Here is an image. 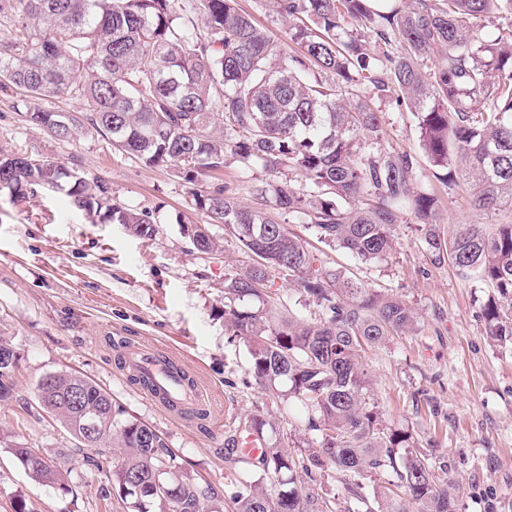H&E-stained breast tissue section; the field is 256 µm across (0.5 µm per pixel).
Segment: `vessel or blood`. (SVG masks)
<instances>
[{
  "label": "vessel or blood",
  "instance_id": "1",
  "mask_svg": "<svg viewBox=\"0 0 512 512\" xmlns=\"http://www.w3.org/2000/svg\"><path fill=\"white\" fill-rule=\"evenodd\" d=\"M127 368L131 374L143 377L145 383L140 386L141 395L151 401H158L160 392H167L168 402L164 408L170 414L186 417L201 401L197 386H185L176 374L168 370V362L159 351L150 345L142 344L126 354Z\"/></svg>",
  "mask_w": 512,
  "mask_h": 512
}]
</instances>
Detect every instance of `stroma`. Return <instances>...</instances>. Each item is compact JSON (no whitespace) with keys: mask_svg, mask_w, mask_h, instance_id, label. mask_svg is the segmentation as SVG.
I'll use <instances>...</instances> for the list:
<instances>
[{"mask_svg":"<svg viewBox=\"0 0 512 512\" xmlns=\"http://www.w3.org/2000/svg\"><path fill=\"white\" fill-rule=\"evenodd\" d=\"M15 99L0 91L1 154H29L106 181L126 206L151 213L158 234L146 241L123 225L100 222L55 190L23 197L0 192V337L19 358L13 396L0 403V512H15L21 503L28 512H101L112 488L117 451L100 449L98 467L83 466L69 433L37 400V381L62 370L95 382L158 432L193 475L230 495L235 467L224 459V439L239 417L263 416L293 447L308 434L249 376L246 343L226 335L224 278L250 258L223 225L208 224L198 210L195 199L210 184H187L170 167H145L92 130L54 139L21 120ZM378 107L383 147L421 156L410 114L391 100ZM421 170V187L440 199L442 226L480 224L491 232L512 224L511 210H478L466 187L441 183L429 164ZM184 219L208 224L223 239V253L198 252L182 233ZM279 221L328 266L417 310L412 332L366 349L369 396L385 424L410 429L419 445H432L447 462L437 479L457 481L458 512H512V343L486 334L481 307L490 287L462 277L449 262H434L408 215L392 228V254L371 264L320 243L310 226L284 215ZM144 339L198 381L208 418L173 420L140 395L118 357L120 341ZM17 446L68 471V492L31 480L11 453Z\"/></svg>","mask_w":512,"mask_h":512,"instance_id":"35a3bbf8","label":"stroma"}]
</instances>
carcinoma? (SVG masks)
Returning <instances> with one entry per match:
<instances>
[{"label":"carcinoma","instance_id":"1","mask_svg":"<svg viewBox=\"0 0 512 512\" xmlns=\"http://www.w3.org/2000/svg\"><path fill=\"white\" fill-rule=\"evenodd\" d=\"M271 2L293 21L285 41L271 39L238 0H192L188 15L175 0H0V87L22 89L18 115L55 139L88 125L116 150L147 167L172 165L190 183L259 162L274 179L253 185L257 196L363 263L392 252L391 227L408 212L436 261L494 289L482 306L486 334L512 340L504 312L512 305V224L492 234L479 224L441 232L440 202L421 190L417 158L381 147L383 113L370 104L393 98L414 116L438 180L465 182L489 213L511 209L512 0H394L387 11L370 0ZM486 19L498 30L493 40L480 33ZM362 86L367 99L356 96ZM57 97L82 102L86 114L67 118L44 105ZM39 188L140 238L157 234L150 213L118 202L108 184L49 160L0 155V190L23 197ZM196 205L252 257L224 278L227 335L247 344L256 384L302 409L311 439L297 455L265 441L226 503L94 382L72 373L49 375L48 386L39 379L40 403L85 462H93L91 446L119 449L103 501L124 512H336V502L297 485L300 470L310 478L334 470L353 512H375L364 481L386 473L394 491L385 512H456L452 482L434 479L437 459L417 450L408 431L381 425L359 364L367 348L414 329L415 310L320 264L286 225L222 187ZM182 230L201 253L224 250L204 224ZM275 273L314 309L312 318L270 291ZM17 361L0 339V402L12 395ZM85 413L99 424L91 445L79 430ZM268 425L254 415L238 430L261 436ZM12 454L30 478L68 491L61 469L31 464L34 450Z\"/></svg>","mask_w":512,"mask_h":512}]
</instances>
